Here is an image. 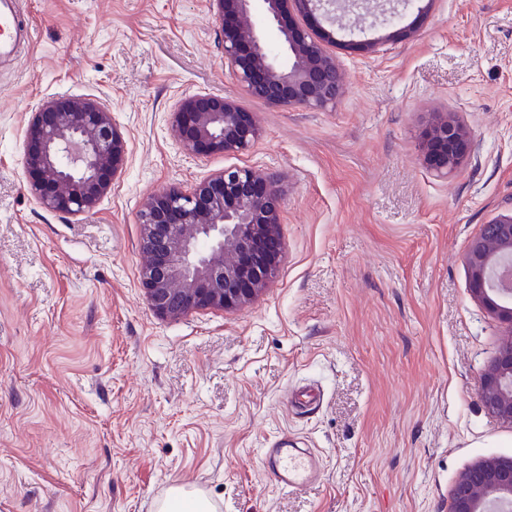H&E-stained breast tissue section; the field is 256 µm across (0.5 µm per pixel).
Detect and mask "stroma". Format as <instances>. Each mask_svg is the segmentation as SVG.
<instances>
[{
    "label": "stroma",
    "instance_id": "obj_1",
    "mask_svg": "<svg viewBox=\"0 0 512 512\" xmlns=\"http://www.w3.org/2000/svg\"><path fill=\"white\" fill-rule=\"evenodd\" d=\"M0 54V512H156L169 487L218 512H448L459 475L512 454L480 376L507 326L470 292L469 244L512 212V0H431L374 55L327 44L336 108L247 97L206 0H9ZM236 98L250 151L195 158L168 124L183 95ZM109 102L128 145L90 213L40 207L23 174L37 101ZM471 135L435 173V112ZM230 166L278 175L285 252L252 304L167 319L139 279V211ZM317 451L280 489L261 451Z\"/></svg>",
    "mask_w": 512,
    "mask_h": 512
}]
</instances>
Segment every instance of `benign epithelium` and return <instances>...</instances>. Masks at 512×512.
I'll return each mask as SVG.
<instances>
[{"instance_id": "1", "label": "benign epithelium", "mask_w": 512, "mask_h": 512, "mask_svg": "<svg viewBox=\"0 0 512 512\" xmlns=\"http://www.w3.org/2000/svg\"><path fill=\"white\" fill-rule=\"evenodd\" d=\"M220 21L224 64L249 97L290 109L336 106L342 73L324 48L334 36L283 19L291 8L336 22L339 0H208ZM420 0H393L380 24L417 9ZM277 27L285 63L270 50L257 18ZM170 126L180 148L195 157L239 155L261 129L239 101L198 92L172 106ZM467 128L446 112L422 133L429 166L441 174L461 167L470 152ZM127 142L110 106L81 96L52 97L33 106L23 166L34 200L62 214L94 210L127 162ZM282 191L276 175L255 167L213 173L187 188H166L140 210V279L153 311L178 318L202 309L233 310L256 300L275 278L284 244ZM471 293L512 328V213L491 221L470 242ZM481 399L512 423V338L482 372ZM449 512H512V456L481 459L459 476Z\"/></svg>"}]
</instances>
